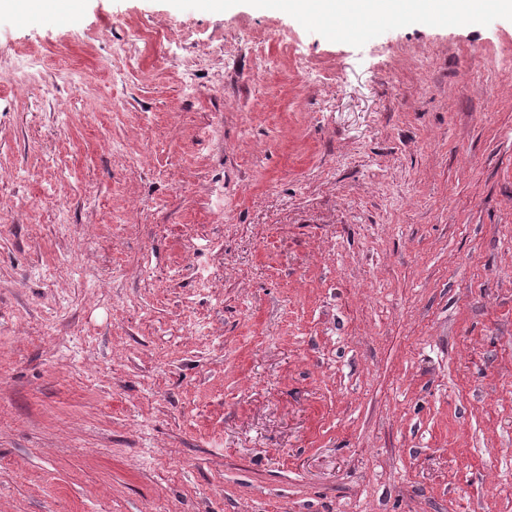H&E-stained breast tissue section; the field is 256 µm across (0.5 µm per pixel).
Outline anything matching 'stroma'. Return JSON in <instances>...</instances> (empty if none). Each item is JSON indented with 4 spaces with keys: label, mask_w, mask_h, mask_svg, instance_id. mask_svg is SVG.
Here are the masks:
<instances>
[{
    "label": "stroma",
    "mask_w": 512,
    "mask_h": 512,
    "mask_svg": "<svg viewBox=\"0 0 512 512\" xmlns=\"http://www.w3.org/2000/svg\"><path fill=\"white\" fill-rule=\"evenodd\" d=\"M0 512H512V14L0 6Z\"/></svg>",
    "instance_id": "stroma-1"
}]
</instances>
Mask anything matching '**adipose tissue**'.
Listing matches in <instances>:
<instances>
[{"label":"adipose tissue","instance_id":"adipose-tissue-1","mask_svg":"<svg viewBox=\"0 0 512 512\" xmlns=\"http://www.w3.org/2000/svg\"><path fill=\"white\" fill-rule=\"evenodd\" d=\"M275 6L328 21L337 18L406 19L439 23L464 16L477 6L498 12L512 10V0H273Z\"/></svg>","mask_w":512,"mask_h":512}]
</instances>
